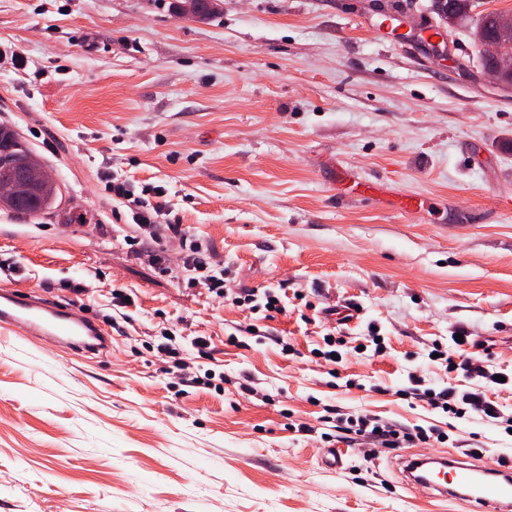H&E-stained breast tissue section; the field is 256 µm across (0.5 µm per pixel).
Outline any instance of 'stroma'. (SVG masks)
I'll list each match as a JSON object with an SVG mask.
<instances>
[{
    "mask_svg": "<svg viewBox=\"0 0 512 512\" xmlns=\"http://www.w3.org/2000/svg\"><path fill=\"white\" fill-rule=\"evenodd\" d=\"M380 2L222 0L192 21L173 0H0V122L60 185L50 213L0 211V287L84 305L112 336L99 357L0 334V512H457L410 493L402 457H512V386L446 363L460 333L512 374V87L471 24L437 48L430 0ZM115 176L163 192L227 287L285 289V314L136 256ZM402 193L423 208L399 213ZM167 328L208 384L159 357ZM336 329L332 364L317 351ZM371 334L381 355L356 350ZM415 376L501 416L403 398ZM329 409L445 438L348 444Z\"/></svg>",
    "mask_w": 512,
    "mask_h": 512,
    "instance_id": "obj_1",
    "label": "stroma"
}]
</instances>
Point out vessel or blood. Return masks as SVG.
Listing matches in <instances>:
<instances>
[{"label": "vessel or blood", "instance_id": "vessel-or-blood-1", "mask_svg": "<svg viewBox=\"0 0 512 512\" xmlns=\"http://www.w3.org/2000/svg\"><path fill=\"white\" fill-rule=\"evenodd\" d=\"M16 332L64 351L96 355L106 353L112 338L101 321L85 308L57 305L19 294L11 288L0 289V332ZM421 466L432 469L427 478H412L408 484L419 494L439 492L453 498L462 512H512V470L503 469L490 474L476 492H467L471 477L478 465L444 456H424Z\"/></svg>", "mask_w": 512, "mask_h": 512}]
</instances>
